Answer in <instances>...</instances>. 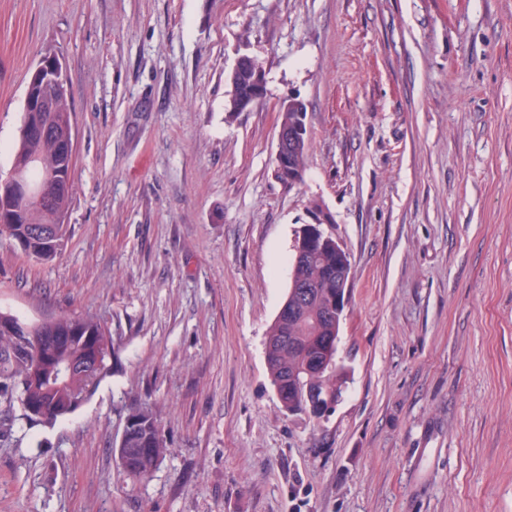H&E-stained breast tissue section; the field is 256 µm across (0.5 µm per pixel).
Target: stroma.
Returning <instances> with one entry per match:
<instances>
[{
  "instance_id": "stroma-1",
  "label": "stroma",
  "mask_w": 512,
  "mask_h": 512,
  "mask_svg": "<svg viewBox=\"0 0 512 512\" xmlns=\"http://www.w3.org/2000/svg\"><path fill=\"white\" fill-rule=\"evenodd\" d=\"M243 52L268 94L230 112ZM48 55L67 234L49 261L0 236V312L96 317L114 371L51 427L0 402V512H512V0H0V176ZM313 200L353 274L320 419L266 359ZM135 405L168 443L145 478L115 455ZM282 107L285 110L289 108L294 112L288 111L280 113V125H288L279 127L278 129L275 171L284 175L288 166V178L290 177L292 180H288L286 177L278 174L275 175L285 187H288V182L296 185L297 183L294 179L298 177L303 179L310 141L308 140L305 145L301 146L288 161L289 154L297 145L305 141L307 137V106L299 97H291L287 102L282 104ZM295 112H297V115ZM295 122L296 124L294 125ZM293 125L294 127L289 130L288 127H292Z\"/></svg>"
}]
</instances>
